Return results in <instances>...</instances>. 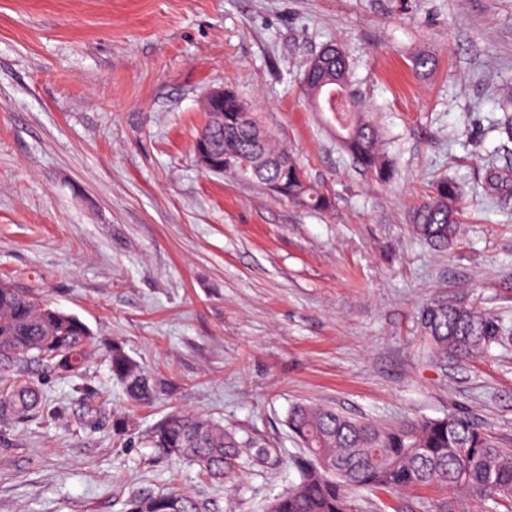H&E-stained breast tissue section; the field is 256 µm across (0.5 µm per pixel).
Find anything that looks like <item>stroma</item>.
<instances>
[{"label":"stroma","mask_w":512,"mask_h":512,"mask_svg":"<svg viewBox=\"0 0 512 512\" xmlns=\"http://www.w3.org/2000/svg\"><path fill=\"white\" fill-rule=\"evenodd\" d=\"M343 46L354 91L396 168L384 184L301 92L306 62ZM427 58L426 67L416 58ZM512 86V0H0V279L78 316L98 341L81 377L17 363L49 412L0 417V512H126L177 489L212 512H266L298 479L297 403L383 423L465 413L512 446V343L460 359L417 326L431 300L512 327V164L493 129ZM232 90L328 195L327 211L206 172L201 104ZM462 188L451 252L409 212L443 178ZM120 344L149 373L132 404ZM108 392L100 400V392ZM276 448L217 485L149 441L171 409ZM130 430L116 436L114 418ZM436 487L363 492L361 512H437ZM482 189L490 198L512 195V168L488 166L483 175ZM109 358L113 378L123 386L131 401L142 403L155 396L154 385L144 370L126 354L120 345H112Z\"/></svg>","instance_id":"obj_1"}]
</instances>
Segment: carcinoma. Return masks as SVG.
<instances>
[{
  "label": "carcinoma",
  "mask_w": 512,
  "mask_h": 512,
  "mask_svg": "<svg viewBox=\"0 0 512 512\" xmlns=\"http://www.w3.org/2000/svg\"><path fill=\"white\" fill-rule=\"evenodd\" d=\"M350 63L338 47L329 48L320 67H307L304 93L310 103L331 114L344 148L381 181L390 164L377 149L375 126L349 89ZM207 149L224 170L255 178L274 194L314 210L329 199L306 180L297 160L276 148L271 133L234 92L224 96V126L200 130L195 149ZM486 196L512 195V168L489 166ZM460 191L451 180L438 182L412 214L417 236L435 248H451L459 232ZM424 332L440 349L465 358L508 334L503 322L462 302L434 301L419 313ZM95 346V337L77 316L25 294L0 280V416L23 422L46 409L45 396L32 382L13 376V363L46 360L68 376H79ZM113 378L136 403L155 396L154 385L124 349L109 351ZM288 429L302 447L295 460L299 479L273 499L268 512H354L364 490L401 491L443 486L471 497L512 504V448L503 447L481 424L465 415L424 422L380 424L345 416L324 405L297 404ZM151 441L168 455L198 467L221 483L239 460L241 449L270 455L265 445L199 414L169 412L152 430ZM126 512H210L209 503L191 493L169 492L133 498Z\"/></svg>",
  "instance_id": "1"
}]
</instances>
